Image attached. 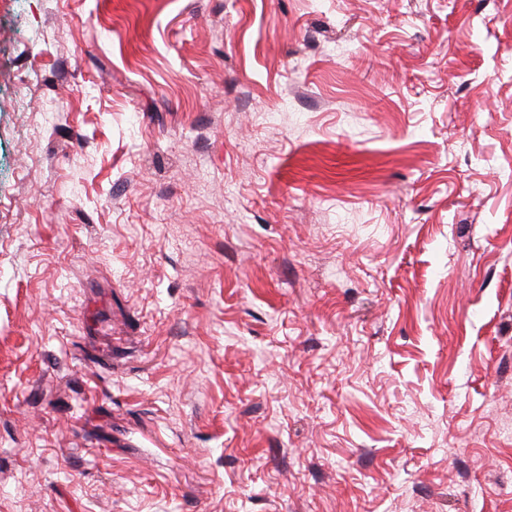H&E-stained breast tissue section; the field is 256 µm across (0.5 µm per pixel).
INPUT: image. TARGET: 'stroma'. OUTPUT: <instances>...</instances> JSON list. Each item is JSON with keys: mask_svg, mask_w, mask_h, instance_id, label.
<instances>
[{"mask_svg": "<svg viewBox=\"0 0 512 512\" xmlns=\"http://www.w3.org/2000/svg\"><path fill=\"white\" fill-rule=\"evenodd\" d=\"M0 512H512V0H0Z\"/></svg>", "mask_w": 512, "mask_h": 512, "instance_id": "1", "label": "stroma"}]
</instances>
